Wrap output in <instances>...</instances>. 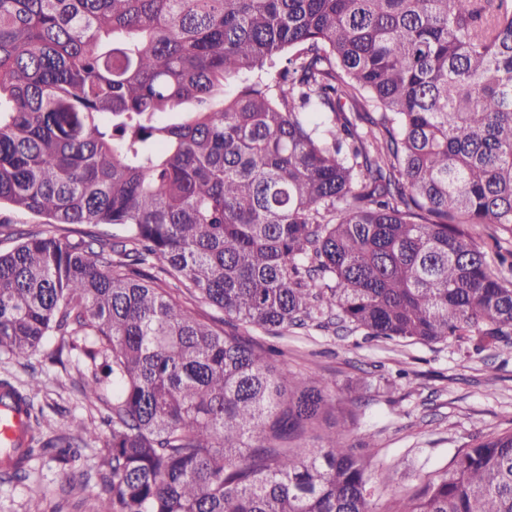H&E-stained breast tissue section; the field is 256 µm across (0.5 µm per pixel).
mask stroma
<instances>
[{"label": "stroma", "mask_w": 512, "mask_h": 512, "mask_svg": "<svg viewBox=\"0 0 512 512\" xmlns=\"http://www.w3.org/2000/svg\"><path fill=\"white\" fill-rule=\"evenodd\" d=\"M251 337L269 348L270 362L287 374L315 375L334 385L354 423L344 434L356 447L373 446L378 506L408 493L427 473L450 466L458 451L477 437L512 429V350L476 353L466 345L392 342L367 336L344 323L324 330L310 325ZM59 336L27 358L0 356V379L32 385L31 397L50 423V436H78L77 420L109 433L112 387L88 403L82 386L91 365L48 358ZM24 481L0 483V512H94L104 496V468L93 450L70 464L54 451L31 463ZM80 481V489L69 487Z\"/></svg>", "instance_id": "obj_1"}]
</instances>
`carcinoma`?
I'll return each mask as SVG.
<instances>
[{
  "instance_id": "carcinoma-1",
  "label": "carcinoma",
  "mask_w": 512,
  "mask_h": 512,
  "mask_svg": "<svg viewBox=\"0 0 512 512\" xmlns=\"http://www.w3.org/2000/svg\"><path fill=\"white\" fill-rule=\"evenodd\" d=\"M228 84L233 96L224 94ZM0 355L71 336L112 379L98 512H377L372 449L300 448L328 384L188 314L160 271L245 327L338 319L512 347V0H0ZM60 224L118 226L59 236ZM30 445L0 481L29 477ZM56 460L80 458L56 437ZM386 512H512V431ZM470 231L477 240L486 241L490 244V248L487 251L491 257L490 267L492 272L497 275H503L512 279V272L508 270L507 266H500L495 256L496 252H501L503 254L512 252V235L510 237L499 234L498 246L495 247L493 246V242L490 239V236H494V230L492 226L479 224L473 227Z\"/></svg>"
}]
</instances>
